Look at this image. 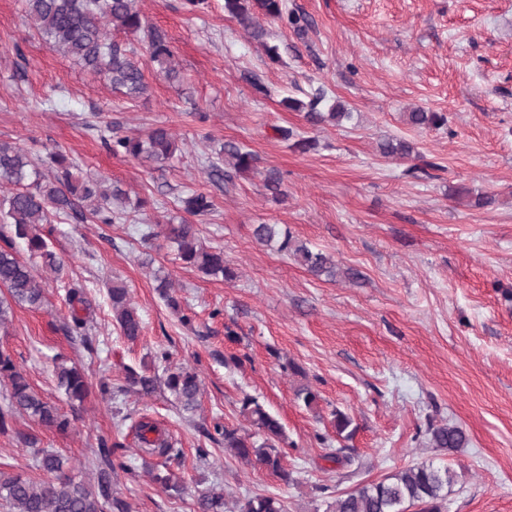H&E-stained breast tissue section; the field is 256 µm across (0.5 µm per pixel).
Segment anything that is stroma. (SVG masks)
<instances>
[{
	"label": "stroma",
	"mask_w": 512,
	"mask_h": 512,
	"mask_svg": "<svg viewBox=\"0 0 512 512\" xmlns=\"http://www.w3.org/2000/svg\"><path fill=\"white\" fill-rule=\"evenodd\" d=\"M184 2H140L168 36L179 81H165L133 35L114 32L135 48L148 85L133 100L48 49L23 0H0V140L36 158L61 152L82 176L120 184L143 203L124 223L56 217L44 225L63 267L55 273L32 259L45 303L15 308L0 346L73 419L61 433L16 416L0 432V463L42 478L38 446L90 480L104 436L124 444L126 468L112 488L130 512H195L199 490L213 484L238 498L279 497L288 512H325L359 484L434 461L458 474L444 512H512V0H284L285 13L308 25L262 19L276 63L224 0L193 11ZM320 87L354 112L352 122L314 126L285 107V98L305 102ZM416 108L446 114L447 125L413 127L407 114ZM159 125L179 145L162 165L112 156L101 143L104 127L134 136ZM281 127L318 139V148L294 149ZM388 137L410 143L412 157L383 156ZM227 143L255 162L232 182L211 181L208 165ZM271 169L283 180L276 198L264 186ZM194 191L214 198L199 238L223 248L235 280L183 264L164 239L140 238L145 225L177 216V198ZM481 195L489 204L477 205ZM257 224L282 225L332 255L339 275L314 276L261 245ZM158 271L192 309L191 324L160 298ZM116 282L143 320L133 342L113 322ZM74 285L91 301L92 320L86 335L71 337ZM162 350L171 365L198 372L196 413L180 410L162 383L148 396L101 393L100 382H123L130 368L162 380ZM59 354L88 378L75 410L56 384ZM303 384L318 392L317 411L296 398ZM246 395L282 422L291 483L225 457L210 439L218 422L247 428ZM335 410L352 418V437H337ZM145 418L165 430L167 456L140 450L135 426ZM448 422L465 431L467 447L429 448V426ZM327 442L360 470L322 459ZM156 471L176 490L155 483Z\"/></svg>",
	"instance_id": "35a3bbf8"
}]
</instances>
